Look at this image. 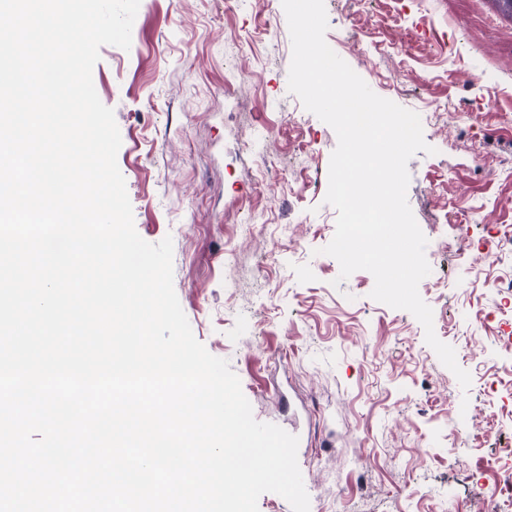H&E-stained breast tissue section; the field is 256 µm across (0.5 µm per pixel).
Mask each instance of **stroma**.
Returning <instances> with one entry per match:
<instances>
[{
    "mask_svg": "<svg viewBox=\"0 0 512 512\" xmlns=\"http://www.w3.org/2000/svg\"><path fill=\"white\" fill-rule=\"evenodd\" d=\"M140 0L130 50L93 69L113 109L138 234L173 240L194 336L227 359L253 415L297 435L310 512H486L481 459L512 441V307L493 260L512 227V17L496 0H325L327 43L379 96L417 112L435 154L408 163L432 268L419 285L437 337L474 349L461 389L408 311L339 280L324 201L334 130L288 90L281 0ZM305 151H298V142ZM470 212L464 252L454 210Z\"/></svg>",
    "mask_w": 512,
    "mask_h": 512,
    "instance_id": "obj_1",
    "label": "stroma"
}]
</instances>
